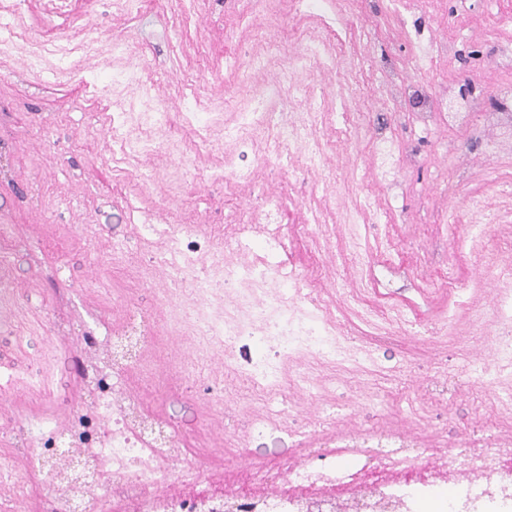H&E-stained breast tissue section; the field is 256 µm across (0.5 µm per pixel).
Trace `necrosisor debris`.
Segmentation results:
<instances>
[{
    "label": "necrosis or debris",
    "mask_w": 512,
    "mask_h": 512,
    "mask_svg": "<svg viewBox=\"0 0 512 512\" xmlns=\"http://www.w3.org/2000/svg\"><path fill=\"white\" fill-rule=\"evenodd\" d=\"M243 25L253 34V48L229 56L228 65L251 95L224 102L225 111L234 113L235 119L224 126V166L215 171V179L235 187L251 183L252 171L235 163L237 147L245 145L254 151L259 165L315 173L321 191H328L336 174L330 155L359 152L366 119L365 113L353 112L354 88L341 75L342 37L332 32L305 35L288 51L277 35L256 32L251 19ZM77 41L98 57L121 59L140 52L130 39L104 36L89 24L78 30ZM274 65L280 80L272 84L266 74ZM382 81L386 103L409 106L413 125L426 129L445 121L449 127L467 130L474 149L483 144L489 128L498 135V148L512 152V96L504 94L493 101L475 93L464 96L449 84L433 90L401 81L390 69L383 72ZM287 100L304 102V110L282 111ZM333 110L352 113L353 118L346 127L331 128L326 116ZM126 115L123 106H115L109 126L123 153L155 152L157 144L150 133L167 126L165 103L152 98L143 102L138 114L141 132L136 136L126 129ZM415 161L411 144L390 133L374 137L368 167L381 181ZM239 221L272 224L276 231L259 245L241 235L238 249L255 251L256 256L246 264H225V281L256 289L274 280L285 284L264 300L245 299L248 322L261 324L264 336L280 338L285 352L302 349L314 354L320 366H339L335 322L322 309L304 306L301 289L288 286L295 272L286 271L278 259L288 242L278 230L286 222L281 195L265 196ZM163 230L171 247L155 261L173 285L212 292V279L198 272L199 243L180 225ZM125 374V368L113 366L111 391L99 392L90 408L78 412L66 427L42 420L31 423L32 457L57 458L66 449L79 448L86 463L85 476L69 497L49 496L42 512H82L94 489L106 484L112 487V512H512V436L493 432L465 451L425 458L415 453L414 438L397 433L379 439L333 432L331 413L324 410L318 427L326 451L317 460L287 467L275 462L240 464L222 483L199 460L184 457L174 436H154L150 414L131 417V404L123 397ZM244 375L259 399L257 429L266 431L282 418L276 405L284 389L280 369L259 358L250 362ZM101 421L111 422V429L97 431L95 425ZM174 458L182 462L176 471L170 466Z\"/></svg>",
    "instance_id": "obj_1"
}]
</instances>
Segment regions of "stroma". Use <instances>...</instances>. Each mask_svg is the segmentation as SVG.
<instances>
[{"label": "stroma", "instance_id": "35a3bbf8", "mask_svg": "<svg viewBox=\"0 0 512 512\" xmlns=\"http://www.w3.org/2000/svg\"><path fill=\"white\" fill-rule=\"evenodd\" d=\"M46 2L18 0L16 23L57 45L85 23L139 41L146 61L166 73L155 93L171 117L160 134L164 147L114 166L111 112L91 90L97 69L80 78L65 68L28 69L34 48L28 39L0 53V132L13 145L10 176L0 181V250L8 253L0 270L6 288L0 296V468L17 481L27 479L34 466L27 449L30 419L62 426L89 407L95 393L78 372L79 350L90 337L105 343L132 307L151 316L156 335L146 354L150 372H133L125 395L156 414L181 447L212 449L216 472L225 468L219 449L227 442L241 462L288 466L302 460L327 402L340 430L362 434L389 424L408 435L417 429L437 436L450 453L490 429L512 431L497 404L501 390L512 387V373L491 364L497 344L512 342V323L478 334L480 321H493L498 292L497 269L479 258L512 241V153L472 150L465 133L444 124L393 126V134L413 141L419 152L415 169L379 189L394 223L330 224L312 236L301 225L315 198L312 180L257 167L247 153L238 163L256 169L254 181L243 191L226 187L211 176L224 163L220 149L202 154L194 180L180 175L178 151L190 139L181 116L188 78L198 77L218 129L228 117L225 96H249L224 66L225 34L239 23L235 13H219L212 0H200L197 14L187 18L180 0H152L137 17L123 15L117 0H66L54 13ZM348 2L353 30L346 56L370 61L362 109L380 108V73L388 68L433 88L471 80L476 92L500 94L496 56L503 43H512V28L499 27L497 18L512 15V0H418L433 42L449 48L421 74L410 67L413 49L387 17L385 0ZM144 171L150 180L141 179ZM278 192L291 208L282 261L319 281V288L306 290L308 301L329 306L344 353L366 356L368 370L337 372L313 400L289 384L281 397L282 429L261 434L240 364L258 353L279 363L290 380L311 362L288 359L274 340L245 337L203 349L189 320L199 311L223 318L244 291L222 282L219 260L238 233L226 216ZM476 205L496 217L477 239L468 231ZM146 214L160 225L175 220L195 227L202 238L199 267L219 283L212 295L174 287L155 262L169 239L147 240L137 229ZM388 243L392 255L380 261ZM450 268L453 288L441 282ZM340 279L352 281V292L328 297Z\"/></svg>", "mask_w": 512, "mask_h": 512}]
</instances>
